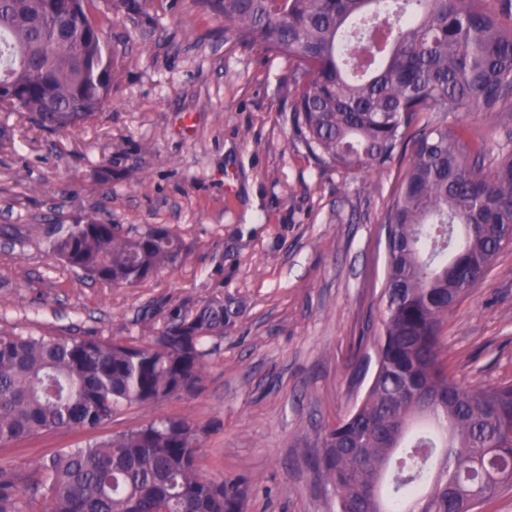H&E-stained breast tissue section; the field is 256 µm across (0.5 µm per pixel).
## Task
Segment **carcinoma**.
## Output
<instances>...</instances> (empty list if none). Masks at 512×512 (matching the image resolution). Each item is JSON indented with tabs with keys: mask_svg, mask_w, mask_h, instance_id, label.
<instances>
[{
	"mask_svg": "<svg viewBox=\"0 0 512 512\" xmlns=\"http://www.w3.org/2000/svg\"><path fill=\"white\" fill-rule=\"evenodd\" d=\"M105 2L101 12L98 2ZM238 40L293 64L297 135L320 164L369 172L409 153L386 211L375 371L325 434L316 471L337 512H479L512 491V383L474 387L441 361L439 330L512 244V149L491 155L432 118L512 112V0H192ZM128 0H0V112L66 131L112 86L103 20ZM87 277L139 283L173 265L163 225H44ZM238 310L177 307L144 344L0 332V445L95 429L124 406L195 388ZM201 429L149 421L23 471L0 467V512H243L247 482L201 473Z\"/></svg>",
	"mask_w": 512,
	"mask_h": 512,
	"instance_id": "obj_1",
	"label": "carcinoma"
}]
</instances>
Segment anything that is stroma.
Instances as JSON below:
<instances>
[{"mask_svg": "<svg viewBox=\"0 0 512 512\" xmlns=\"http://www.w3.org/2000/svg\"><path fill=\"white\" fill-rule=\"evenodd\" d=\"M136 2L106 26L112 88L94 121L56 133L0 112V226L21 230L0 236V332L144 343L176 306L218 295L241 313L195 391L0 446V466L186 417L205 432L204 475L248 478L247 512H336L311 458L364 392L351 376L375 353L357 344L380 326L384 216L408 156L369 173L319 165L294 129L286 58L238 43L191 0ZM443 120L491 147L512 132V112ZM97 167L108 181L91 177ZM77 216L164 225L184 251L137 285L95 282L43 242V225ZM440 343L464 384L512 382V244L443 321Z\"/></svg>", "mask_w": 512, "mask_h": 512, "instance_id": "1", "label": "stroma"}]
</instances>
